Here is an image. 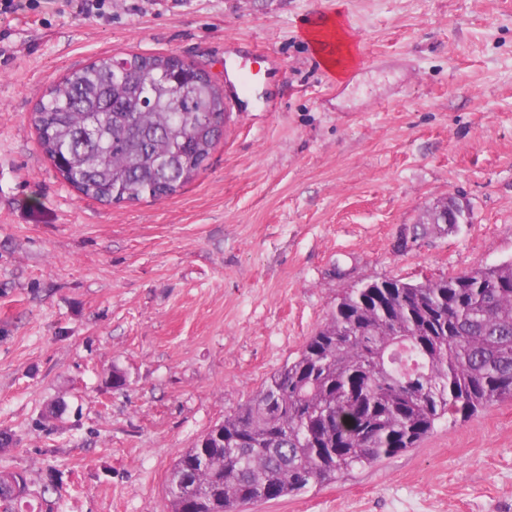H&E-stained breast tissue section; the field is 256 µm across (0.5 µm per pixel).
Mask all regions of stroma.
<instances>
[{
	"instance_id": "obj_1",
	"label": "stroma",
	"mask_w": 512,
	"mask_h": 512,
	"mask_svg": "<svg viewBox=\"0 0 512 512\" xmlns=\"http://www.w3.org/2000/svg\"><path fill=\"white\" fill-rule=\"evenodd\" d=\"M342 14L358 61L319 63ZM175 54L253 77L204 170L155 201L80 194L31 115L70 71ZM466 224L423 218L448 196ZM512 260V0H67L0 14V474L8 512H169L178 455L347 288ZM125 384L112 385L113 372ZM242 512H512V401ZM307 35L318 52L323 64L330 70L342 73L353 62L350 49V38L340 16L326 17L315 23L308 24ZM334 41L339 54L336 57L324 53V44Z\"/></svg>"
}]
</instances>
